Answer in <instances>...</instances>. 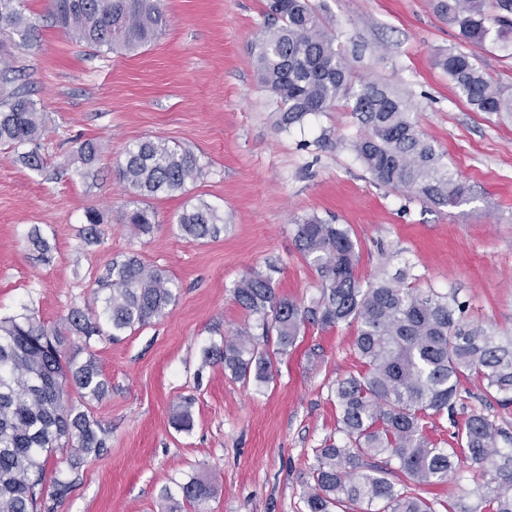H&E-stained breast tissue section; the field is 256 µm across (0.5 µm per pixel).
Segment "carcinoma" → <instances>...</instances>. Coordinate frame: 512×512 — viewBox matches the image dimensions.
I'll use <instances>...</instances> for the list:
<instances>
[{
  "label": "carcinoma",
  "instance_id": "cac0c4a2",
  "mask_svg": "<svg viewBox=\"0 0 512 512\" xmlns=\"http://www.w3.org/2000/svg\"><path fill=\"white\" fill-rule=\"evenodd\" d=\"M24 0H0V66L11 70L13 49L30 45L38 30L23 10ZM55 26L72 39L108 51H137L165 31L168 19L160 0H50ZM439 15L459 27L461 37L480 46L496 32L512 34V0H436ZM266 15L277 22L257 44L256 70L290 125L307 114L351 104L366 132L353 143L357 157L380 186L402 190L438 206L457 204L464 186L442 171L440 154L412 115L409 98L372 82L355 86L353 71L335 37L309 0H267ZM461 95L478 112L512 114V95L486 77L474 55L448 50L437 57ZM0 79V145L17 152L29 169L40 171L44 158L38 139L45 117L36 101L7 89ZM98 142L77 140L74 152L83 174L95 176ZM200 159L189 149L144 139L128 146L118 176L139 198L173 194L203 175ZM124 222L137 236L148 235L155 214L134 204ZM186 239L217 238L224 216L199 200L177 216ZM29 243L44 261L52 246L39 230ZM295 243L317 272L318 295L309 303L276 293L268 274L249 273L232 289L235 302L256 317L261 333L245 327L205 353L234 380L268 382L273 360L268 347L284 354L295 346L302 328L356 324L354 345L365 371L336 381L342 445L315 451L313 483L305 497L308 512H512V448H503V431L481 413L463 423L454 418L463 381L476 374L485 391L501 405H512V338L496 336L461 321L463 304L452 293L404 287L391 278L365 284L355 275L357 243L350 230L310 216L296 225ZM98 307L73 308L68 333L85 346L97 338L119 339L163 316L176 299L174 281L135 256L113 260L94 291ZM65 334L24 313L0 319V512H38L45 492L58 502L71 493L66 478L45 482L48 458L71 450L77 469L104 449L98 423L83 410L99 398L107 381L92 356L77 359L64 350ZM75 389L79 401L70 398ZM193 400L182 402L172 423L193 427ZM448 413L456 448H440L428 435V419ZM470 463L487 480L478 502L431 501L419 493L448 481ZM182 500L206 512L211 484L191 476L176 484Z\"/></svg>",
  "mask_w": 512,
  "mask_h": 512
}]
</instances>
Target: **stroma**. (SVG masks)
I'll return each instance as SVG.
<instances>
[{
	"instance_id": "stroma-1",
	"label": "stroma",
	"mask_w": 512,
	"mask_h": 512,
	"mask_svg": "<svg viewBox=\"0 0 512 512\" xmlns=\"http://www.w3.org/2000/svg\"><path fill=\"white\" fill-rule=\"evenodd\" d=\"M311 4L358 80L412 99L420 129L465 187L459 204L377 185L352 148L363 128L350 108L278 126L256 72L264 0H161L165 32L131 55L75 42L52 23L49 0H26L39 28L33 46L16 50L14 76L47 116L46 165L30 170L0 148V317L28 308L62 327L72 308L92 305L112 259L133 253L178 287L163 317L93 343L109 388L86 410L106 431L105 450L76 474L66 500L44 498L41 512H161L162 488L192 475L212 484L207 512H307L316 448L344 440L331 390L361 368L354 327L306 326L261 385L202 357L249 323L232 296L246 272L271 275L291 299L316 295L317 274L294 240L303 218L350 229L360 280L413 264L416 287L456 293L466 322L512 336V116L474 111L435 63L448 49L473 53L512 94V45L492 36L472 47L435 0ZM76 137L100 143L97 179L82 176ZM146 137L191 148L205 174L186 192L149 199L157 224L138 236L122 220L133 195L116 167ZM196 198L223 213L219 238L181 236L175 219ZM90 209L101 217L94 243L79 236ZM35 227L54 246L51 263L28 244ZM464 388L457 420L477 411L512 435V408L487 396L480 378ZM189 396L193 428L179 432L172 417ZM483 485L481 469L467 466L427 496L473 503Z\"/></svg>"
}]
</instances>
